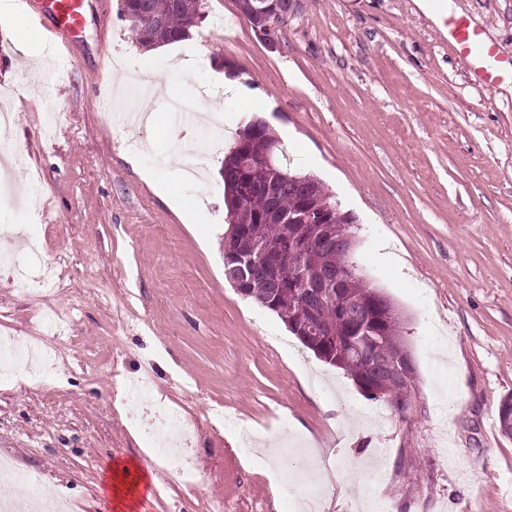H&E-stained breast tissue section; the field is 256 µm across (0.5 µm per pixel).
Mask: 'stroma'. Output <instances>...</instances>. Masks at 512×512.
<instances>
[{
	"instance_id": "obj_1",
	"label": "stroma",
	"mask_w": 512,
	"mask_h": 512,
	"mask_svg": "<svg viewBox=\"0 0 512 512\" xmlns=\"http://www.w3.org/2000/svg\"><path fill=\"white\" fill-rule=\"evenodd\" d=\"M56 67L0 25V229L38 245L39 290L0 269V338L41 344L39 385L0 366V458L45 499L120 512L110 466L156 478L132 512H512V73L485 85L439 19L512 60V0H301L273 40L237 0L155 55L156 122L126 119L145 48L121 0H89ZM265 122L290 172L353 214L355 259L407 318L404 411L371 399L224 277L222 168ZM222 140H215V133ZM204 154L197 174L191 154ZM197 203L184 222L158 196ZM194 420L201 474H176L117 408L113 371ZM222 406L223 422L211 409Z\"/></svg>"
}]
</instances>
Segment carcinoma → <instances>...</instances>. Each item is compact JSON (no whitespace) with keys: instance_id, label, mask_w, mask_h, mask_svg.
Segmentation results:
<instances>
[{"instance_id":"carcinoma-1","label":"carcinoma","mask_w":512,"mask_h":512,"mask_svg":"<svg viewBox=\"0 0 512 512\" xmlns=\"http://www.w3.org/2000/svg\"><path fill=\"white\" fill-rule=\"evenodd\" d=\"M137 13H143L149 19L163 24L167 33V44L188 38L190 31L198 27L204 19L200 0H123V16L126 20H131V16ZM238 140L257 149L277 150V141L262 121L240 131ZM235 165V151L232 150L224 157V195L239 194L243 210L240 215L229 217V235L236 233V220L239 219L268 252L282 247L288 248V256L276 266L273 280L254 278L247 282L243 295L253 298L262 307L276 313L285 322L288 330L310 350L313 349L312 342L299 334L294 326L301 323L310 312H315L327 329V336L321 341L322 351L316 357L344 370L356 386L368 393L371 392V384L382 383V398L391 405H396L404 385L391 381L388 367L399 363L409 350L404 326L389 318L355 335L349 324L338 315L336 303L339 301V294L336 290L320 295L316 288L305 290L300 287L301 271L324 267L335 272L338 278L349 281L351 298L364 300L370 297L376 292V288L364 280L354 258V250L338 249L333 253L323 254L307 246L310 228L299 222L275 224L267 219V214L271 211L295 216L302 210L304 182L309 176L282 171L283 185L276 196L269 198L259 190L268 179L267 170L256 168L250 171L245 184L241 185L233 172ZM314 183L319 195L327 198L336 207L335 224L341 226L346 233L351 231L353 218L337 206L336 200L323 183L317 179Z\"/></svg>"}]
</instances>
